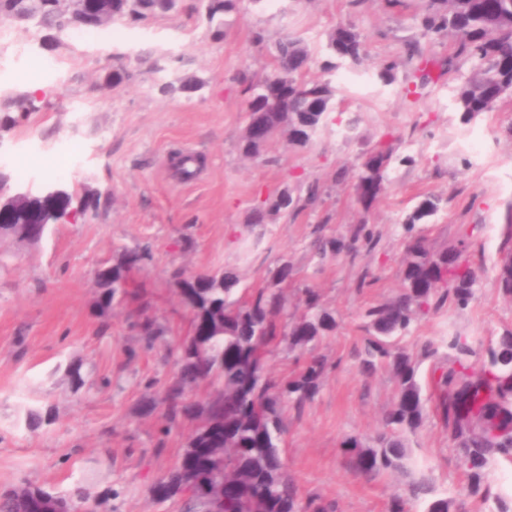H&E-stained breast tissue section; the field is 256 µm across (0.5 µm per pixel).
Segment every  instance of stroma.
<instances>
[{
    "label": "stroma",
    "instance_id": "1",
    "mask_svg": "<svg viewBox=\"0 0 512 512\" xmlns=\"http://www.w3.org/2000/svg\"><path fill=\"white\" fill-rule=\"evenodd\" d=\"M425 0H238L226 15L223 37L204 15L201 0H178L176 8L140 21L124 20L98 30L65 33L39 27L34 18L0 17L13 46L59 63L41 79L38 111L17 124L0 96V172L10 192L39 193L61 186L73 205H97L76 222L51 225L44 239L28 244L0 239L8 266L0 269V490L24 483L69 490L92 480L112 487L111 503L98 512H177L159 501L156 482L177 463L188 435L173 431L156 449L160 415H143L146 381L176 370L168 347L188 336L192 318L170 285L175 269L193 274L218 269L238 273L242 285L271 283L281 263L293 268L285 291L290 316L303 311L305 288L333 311L336 331L317 347L329 366L315 399L302 412L288 411L282 459L301 497L337 504L339 512H388L404 495L398 470L355 473L341 448L349 437L371 442L394 403L396 383L387 370H359L364 346L363 311L394 297L400 287L406 235L402 222L424 198L441 208L418 230L434 250L467 242L478 277L466 308H444L414 323L401 348L418 355L424 397H432L435 362L420 358L424 341L440 343L455 328L482 342L512 329V298L497 286L504 258L512 254V97L494 111L462 121L452 104L460 73L428 85L415 104L402 87L409 43L420 42L435 60L453 51L451 39L424 38L416 19ZM353 25L366 38L357 71H326L327 35ZM299 37L311 50L307 79L332 81L336 97L311 144L300 148L279 135L258 158L241 153L246 80L273 67L271 49L284 36ZM398 60L393 84L375 76L378 62ZM127 73L114 83L115 70ZM190 82L189 92H165L169 83ZM358 117L352 139L340 122ZM398 158L386 188L371 208L356 194L357 163L381 140ZM191 158L192 177L179 164ZM316 186L314 205L252 223L254 211L282 188L302 196ZM369 225L374 248L356 245L340 254L313 257L315 230L348 237ZM150 246L152 262L131 279L164 334L146 343L136 322L138 303L97 308L94 270L111 263L119 249ZM373 285L360 287L361 278ZM82 364L91 380L111 387L73 393L66 366ZM49 411L38 431L26 425L29 409ZM414 468L428 472L435 494L456 512H497L494 500L469 496L468 464L439 414L428 410L410 437Z\"/></svg>",
    "mask_w": 512,
    "mask_h": 512
}]
</instances>
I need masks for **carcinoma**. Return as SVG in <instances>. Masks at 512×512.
I'll use <instances>...</instances> for the list:
<instances>
[{
    "instance_id": "cac0c4a2",
    "label": "carcinoma",
    "mask_w": 512,
    "mask_h": 512,
    "mask_svg": "<svg viewBox=\"0 0 512 512\" xmlns=\"http://www.w3.org/2000/svg\"><path fill=\"white\" fill-rule=\"evenodd\" d=\"M206 2V15L212 22L232 12L237 0ZM176 3L104 0L111 23L138 21L157 11H170ZM2 14L37 17L46 28L58 32L79 26L57 12L54 0H0ZM419 25L426 36L453 39L455 50L441 64L443 71H456L463 61L473 63L471 73L455 87L453 95L456 110L466 119L491 112L501 99L512 96V0H427ZM327 48L335 61L327 62L324 69L333 71L341 64L360 65L366 42L353 26L338 25L327 35ZM309 59L310 49L301 39L285 36L275 44L272 70L247 86L248 103L253 108L247 120L260 119L267 137L253 141L241 134L239 147L245 156L260 157L274 136L284 132L293 145L305 147L323 126L336 87L329 81L305 79ZM406 61L411 66V80L403 93L406 98L415 97L433 81L436 62L416 43L407 45ZM397 67L396 61L384 60L377 66L376 76L390 85ZM394 161L392 146L383 144L358 163V200L364 207H370L383 191ZM315 200L313 188L304 199L284 189L256 210L252 223L264 224L271 215L296 210L300 204ZM438 210L439 201L430 198L405 216L408 240L400 270V291L363 313L367 337L360 371L371 375L380 368L387 369L396 381L397 399L385 414L374 445L365 446L356 439L344 441L357 471L403 468L410 455L409 436L426 416L428 399L423 397L417 378V363L396 339L408 335L419 318L447 304L466 307L474 298L477 275L467 255L468 244L462 241L435 251L425 237L412 235L415 225ZM360 240L376 244L374 232L365 224L355 228L348 239L319 236L312 246L315 254L323 257L349 250ZM149 260L147 250L124 247L112 264L103 267L108 280L97 284L102 314L136 295V290L130 289L131 272ZM292 276V267L283 263L272 272L274 287L242 290L240 279L232 272L217 270L189 276L177 269L172 273L174 288L184 293L186 309L209 328L208 335L185 337L170 349L177 372L162 384L160 399L143 400L144 413L158 409L165 421L157 435V448L166 447L172 430L192 424L177 465L159 481L166 489V500L179 502L181 512H214L209 489L220 483L228 484L224 512H237L243 499L250 501L256 512L333 509L316 498L301 500L282 460L286 412H302L318 394L327 362L313 354L301 367L274 380L267 373L269 358L283 343L291 350L307 348L312 352L337 328L334 313L322 306L319 293L310 288L305 290L301 318L287 326L289 299L278 285ZM137 327L150 344L162 335L156 321L144 313ZM475 343L474 337L451 331L441 346L425 344L423 354L438 359L433 371L435 401L443 423L464 448L470 494L486 500L492 497L500 503V512H509L507 501L493 494L484 479L497 464L494 454L512 463V331L506 330L490 342L478 368L472 365ZM442 347L446 353L441 355ZM202 384L211 392L197 400L193 390ZM215 430L224 431V441L213 444L220 467L208 475L189 478L188 472L196 464L194 448L211 440ZM84 496L91 493L82 486L50 490L23 484L0 491V512H34L50 501L69 508ZM408 499L425 503L424 512H451L452 501L434 497L432 482L424 473L409 484L408 498L392 500L390 512H405Z\"/></svg>"
}]
</instances>
